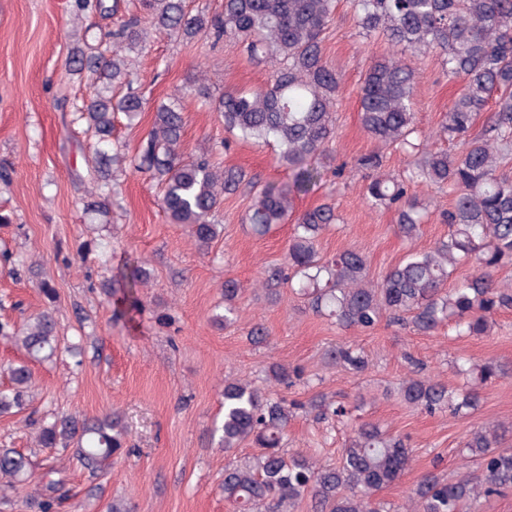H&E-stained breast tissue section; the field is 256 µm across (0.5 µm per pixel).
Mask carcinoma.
Instances as JSON below:
<instances>
[{
	"instance_id": "1",
	"label": "carcinoma",
	"mask_w": 512,
	"mask_h": 512,
	"mask_svg": "<svg viewBox=\"0 0 512 512\" xmlns=\"http://www.w3.org/2000/svg\"><path fill=\"white\" fill-rule=\"evenodd\" d=\"M144 16H132L108 35H85L73 47L68 67L86 72L90 90L76 105V120L95 140L94 187L85 209L107 213L112 173L130 163L160 185L162 208L173 224L188 228L196 245L207 250L224 226L214 215L224 196L245 186L253 192L246 215L252 230L266 234L288 220L295 196L322 180L312 159L326 151L337 135L335 106L341 77L324 59L322 36L336 15L337 0H224V11L211 18L185 8L184 0H139ZM358 34L369 42L383 40L395 51L373 59L359 88L360 123L372 139L409 156L397 175H372L364 187L367 202L397 213L398 230L409 243L421 235L427 209L409 188L419 184L448 188L453 202L443 213L448 237L428 250L412 247L378 281L369 276L364 252L347 248L329 259L317 250L320 235L336 223L335 205L326 203L302 213L288 240L285 265L268 269L266 285L288 283L313 312L336 320L345 329L368 331L384 318L405 322L413 331L431 334L451 323L458 336L489 334L493 316L512 309V287L494 273L512 265V176L504 168L512 159V0H348ZM117 3L74 0L75 16L111 14ZM175 33L185 40L206 36L240 50L250 61L273 67L270 80L252 91H231L212 98L201 84L196 93L214 108L224 130L244 142L274 144L276 163L288 172L286 183H261L234 167H220L214 146L193 159L179 153L183 131L180 99L157 108L154 125L130 158L112 141L114 118L139 121L143 101L130 81L128 53L143 46L150 33ZM436 53L448 78H460L461 93L441 123L437 136L456 145L448 153L435 150L415 125V73L399 53ZM489 111L482 130H471L478 113ZM383 157H358L354 169L381 168ZM468 266L472 273L447 287L453 272ZM39 278L45 307L20 326L0 323V336L25 352L28 360L50 361L60 351L54 316L56 289ZM149 272L139 264L127 267L122 288L101 284L115 307L136 311L139 288ZM241 292L224 281V313L214 322L224 327L237 319ZM331 363L354 376L369 368L356 345H339L327 353ZM468 377L462 388L418 372L403 380L398 395L409 407L428 414H469L480 402V389L504 376L494 360L456 363ZM11 387L0 391V415L21 410L34 399L27 363L9 367ZM276 382L301 379L279 363L268 366ZM361 405L321 398L287 403L266 396L261 388L238 379L224 381V419L220 444L230 452L248 442L258 449L224 466V499L236 512H293L309 500L313 512H385L376 493L400 479L412 462V449L400 435L357 415ZM316 419L331 417L350 427L341 457L321 465L304 455L285 453L288 424L298 412ZM36 445L76 459L90 476L127 447V430L112 414L94 419L77 413L49 412L32 420ZM509 427L488 423L472 431L462 450L478 460L476 474L455 480L423 475L406 492L399 512H470L478 501L512 489V448L502 447ZM31 459L13 448H0V485L23 490L25 512H57L70 497L65 471L46 464L41 481L29 487Z\"/></svg>"
}]
</instances>
